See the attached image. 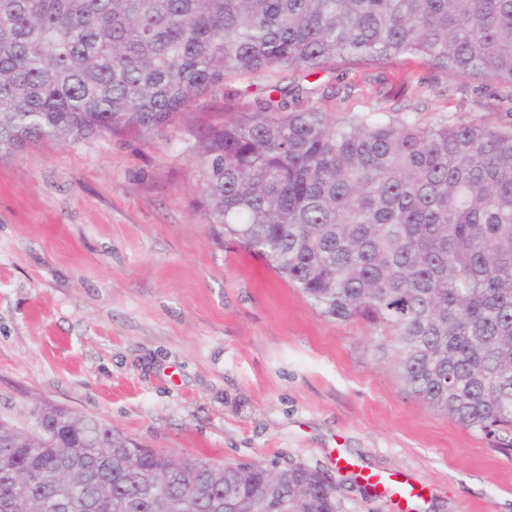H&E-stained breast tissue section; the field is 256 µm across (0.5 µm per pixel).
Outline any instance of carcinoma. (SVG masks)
I'll use <instances>...</instances> for the list:
<instances>
[{
  "instance_id": "obj_1",
  "label": "carcinoma",
  "mask_w": 512,
  "mask_h": 512,
  "mask_svg": "<svg viewBox=\"0 0 512 512\" xmlns=\"http://www.w3.org/2000/svg\"><path fill=\"white\" fill-rule=\"evenodd\" d=\"M419 56L512 85V0H0V150L161 135L229 78ZM255 110L196 131L204 219L429 408L512 430V129ZM280 97H273V93ZM0 419V512H340L301 465L176 461L54 405Z\"/></svg>"
}]
</instances>
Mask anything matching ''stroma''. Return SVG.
Masks as SVG:
<instances>
[{
  "label": "stroma",
  "mask_w": 512,
  "mask_h": 512,
  "mask_svg": "<svg viewBox=\"0 0 512 512\" xmlns=\"http://www.w3.org/2000/svg\"><path fill=\"white\" fill-rule=\"evenodd\" d=\"M247 78L193 105L236 117ZM331 121L512 126V87L420 57L292 74ZM193 139L119 133L0 153V418L42 404L104 419L155 451L301 463L341 512H512V432L486 435L406 394L365 321L324 318L204 221ZM418 496L401 498L403 482Z\"/></svg>",
  "instance_id": "1"
}]
</instances>
